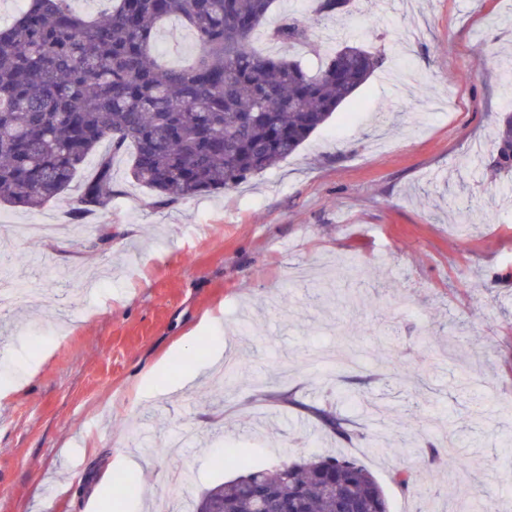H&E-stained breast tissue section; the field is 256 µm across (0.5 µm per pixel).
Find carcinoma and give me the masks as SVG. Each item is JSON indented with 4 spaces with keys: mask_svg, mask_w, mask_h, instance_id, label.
<instances>
[{
    "mask_svg": "<svg viewBox=\"0 0 512 512\" xmlns=\"http://www.w3.org/2000/svg\"><path fill=\"white\" fill-rule=\"evenodd\" d=\"M274 0H112L93 19L71 0H26L0 26V205L37 209L64 199L96 158L74 222L112 202L115 156L131 152L130 176L148 206L238 187L294 154L386 57L339 44L321 55L293 14L267 25ZM178 19L200 45L188 67L155 52L159 26ZM261 34L283 47L261 55ZM322 56L310 70L290 54ZM108 143V151L99 147ZM497 165L512 170V117L499 127ZM309 412L334 435L351 432L335 412ZM389 512L384 488L357 459L312 455L248 469L195 499L194 512Z\"/></svg>",
    "mask_w": 512,
    "mask_h": 512,
    "instance_id": "obj_1",
    "label": "carcinoma"
}]
</instances>
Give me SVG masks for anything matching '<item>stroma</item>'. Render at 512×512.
<instances>
[{
	"instance_id": "obj_1",
	"label": "stroma",
	"mask_w": 512,
	"mask_h": 512,
	"mask_svg": "<svg viewBox=\"0 0 512 512\" xmlns=\"http://www.w3.org/2000/svg\"><path fill=\"white\" fill-rule=\"evenodd\" d=\"M314 8L275 0L269 20L297 12L324 48H382L389 62L278 166L151 208L122 154L111 209L79 226L60 201L0 206V245L24 261L0 275L33 291L0 312V382L31 367L0 397V512L111 506L129 454L151 492L126 512H190L244 467L314 453L358 458L391 512L512 495V172L489 166L512 113V0ZM156 48L174 67L199 51L177 19ZM22 224L56 230L34 240ZM194 341L203 355L173 359ZM218 345L237 370L220 398ZM272 372L271 391L297 405L268 416L258 383ZM370 402L384 419L364 415ZM309 405L355 438L322 435ZM458 428L468 469L445 454L426 467ZM402 469L420 472L416 493L394 483Z\"/></svg>"
}]
</instances>
